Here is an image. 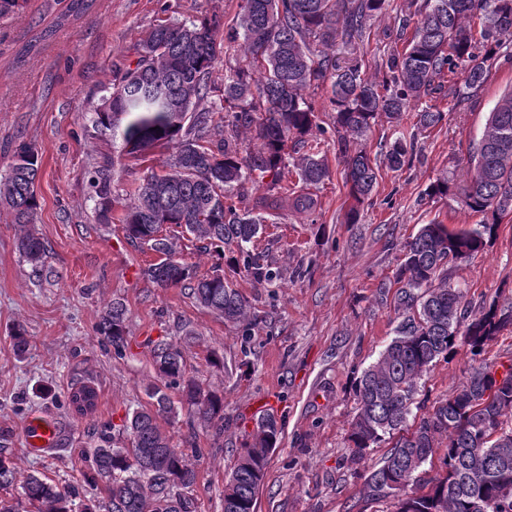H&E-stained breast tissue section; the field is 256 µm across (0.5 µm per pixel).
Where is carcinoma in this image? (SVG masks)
I'll return each mask as SVG.
<instances>
[{
	"instance_id": "cac0c4a2",
	"label": "carcinoma",
	"mask_w": 512,
	"mask_h": 512,
	"mask_svg": "<svg viewBox=\"0 0 512 512\" xmlns=\"http://www.w3.org/2000/svg\"><path fill=\"white\" fill-rule=\"evenodd\" d=\"M92 2L68 0L58 21L80 16ZM385 3L241 0L229 36L239 43L241 59L224 74L219 101L207 108L199 103L209 92L221 53L220 19L166 21L148 33L137 48L134 67L126 68L94 107V124L121 136L124 153L143 162L158 145L177 146L168 170L159 174L147 167L133 190V204L119 219L132 244L160 255V262L145 270L151 282L190 290L200 306L251 335L247 301L224 278V270L218 266L212 274L198 276L193 265L175 256L163 226L194 236L221 259L224 248L233 250L237 256L232 263L242 266L254 286L273 284L277 268L249 250L267 221L261 212L264 198L247 209L238 203L247 183H261L268 176V191L291 196L298 210L312 209V198L297 188L320 184L330 169L321 142L311 138L319 124L305 91L328 94L338 157L356 202L346 223L355 224L357 205L372 194L377 181L376 168L359 141L378 116L402 121L423 99L443 92L449 73L463 76L458 100L470 99L484 84L499 50L512 42V0H423L412 38L385 62L383 82L357 65L340 69L330 53L336 40L363 33ZM445 116L427 104L413 118L426 130ZM420 155L415 138L399 137L385 154L386 165L398 171ZM13 156L16 160L0 178V206L21 226L18 249L38 269L47 258L45 242L31 229L40 208L35 183L41 154L22 141ZM89 184L101 216L107 217L112 195L107 167L92 171ZM453 194L480 221L458 231L432 221L406 243L396 272V310L405 317L377 361L355 379L357 410L343 466L359 474L373 448L393 440L380 465L365 477L359 498L365 508L398 494L395 512H478L479 503L485 512H512V359L499 366L484 358L489 343L512 329V306L493 300L469 312L463 293L448 284V269L483 251L502 218L512 214V91L489 113L463 184L442 174L427 191L431 198ZM125 315L123 304L114 302L96 326L117 354L126 344ZM459 337L475 365L414 430L405 431L420 380L439 358H448ZM151 353L157 382L146 389L149 403L133 409L118 426L128 444L116 445L112 432L104 430L95 447L80 449L88 468L85 479L102 485L99 495L88 498L79 487H60L40 472L22 477L12 454L0 448V512H21L24 502L33 512H192L189 493L196 471L160 425L175 414L167 390L179 389L190 417L220 427L224 397L186 376L179 346L162 338L152 342ZM66 404L70 412L86 416L96 409L97 391L77 384ZM279 437L274 414L257 417L224 484L222 512H256L269 454ZM436 454L441 472L427 479L423 466ZM16 485L19 498L1 495Z\"/></svg>"
}]
</instances>
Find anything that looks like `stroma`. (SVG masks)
<instances>
[{
	"label": "stroma",
	"instance_id": "stroma-1",
	"mask_svg": "<svg viewBox=\"0 0 512 512\" xmlns=\"http://www.w3.org/2000/svg\"><path fill=\"white\" fill-rule=\"evenodd\" d=\"M238 3L95 0L90 11L59 27L63 0H28L23 13L0 20V175L9 169L15 143L41 151L34 228L49 251L42 271H34L17 248L19 225L0 207V448L11 451L22 471H39L62 486L79 483L86 470L79 449L95 446L100 430L120 425L129 411L147 404L145 388L155 376L147 342L164 337L181 347L187 374L224 397L223 430L200 420L188 423L183 414L162 423L197 471L190 492L194 512H222L236 450L265 412L275 415L281 435L256 512H345L363 485L342 466L355 411L353 373L375 362L395 335V273L405 243L432 221L452 229L478 223L458 198L431 199L425 191L444 171L464 179L490 111L512 89V59L497 58L469 101L439 100L446 117L435 128L418 129L409 119L397 127L378 118L365 142L378 165L377 183L355 224L345 221L351 200L329 130L333 114L323 92H306L326 128L321 140L330 177L311 188L313 211L282 204L254 239L253 253L280 270L274 285L254 286L225 265V276L247 300L253 327L246 336L239 325L200 307L187 290L160 288L145 276L159 257L130 243L119 219L146 165L165 169L174 150L158 146L147 162L130 159L113 144L111 131L93 127L91 112L157 24L205 15L227 21ZM414 9V0H389L363 36L337 45L339 64L361 65L383 80L397 18ZM46 28L51 36L39 40ZM403 134L415 136L422 153L393 171L383 160ZM104 163L116 198L106 224L89 187L90 171ZM448 280L471 306L494 297L512 302V214L490 246L452 267ZM115 302L127 310V344L119 356L96 334ZM18 324L30 341L21 357L12 337ZM470 365L461 342L448 359L438 360L421 381L416 416L458 386ZM84 378L97 387L98 406L79 417L68 413L64 396ZM41 413L61 429V442L49 456L23 449L24 427Z\"/></svg>",
	"mask_w": 512,
	"mask_h": 512
}]
</instances>
